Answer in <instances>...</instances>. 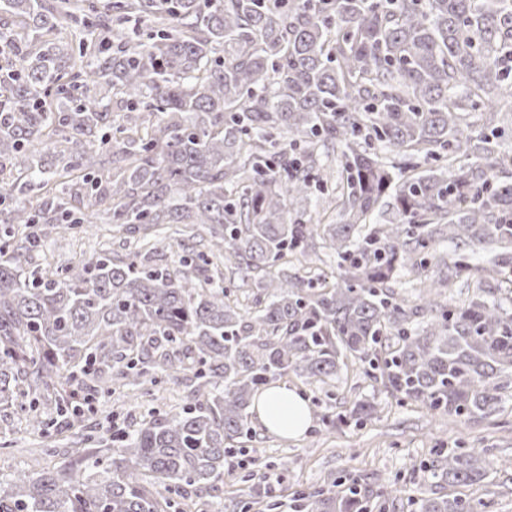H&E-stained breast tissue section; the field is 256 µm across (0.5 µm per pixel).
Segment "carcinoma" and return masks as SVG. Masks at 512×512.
Returning a JSON list of instances; mask_svg holds the SVG:
<instances>
[{
  "instance_id": "1",
  "label": "carcinoma",
  "mask_w": 512,
  "mask_h": 512,
  "mask_svg": "<svg viewBox=\"0 0 512 512\" xmlns=\"http://www.w3.org/2000/svg\"><path fill=\"white\" fill-rule=\"evenodd\" d=\"M1 13L23 33L0 25L14 57L0 63V170L16 174L0 186V223L41 229L0 240V411L29 423L47 394L79 426L66 388L78 376L98 383L116 369L137 386L187 360L201 370L189 403L117 447L76 469L14 473L0 512H167L171 492H218L227 458L254 438V392L290 373L327 385L350 358L431 413L480 421L505 410L512 146L498 114L512 112V0H0ZM130 19L147 41L120 30ZM331 153L338 220L313 224ZM50 183L40 209L19 201ZM100 220L209 237L253 281L251 305L230 303L204 252L175 272L147 253L26 269L56 225ZM441 238L453 255L410 307L392 283L407 262L428 272ZM317 241L342 283L283 274ZM477 245L494 253L486 266L471 261ZM461 280L477 282L470 300H436ZM375 415L359 399L321 420ZM425 471L435 487L400 507H491L438 490L487 478L476 449L438 452ZM402 494L394 482L335 479L294 492L292 509L370 512Z\"/></svg>"
}]
</instances>
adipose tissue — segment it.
Here are the masks:
<instances>
[{
	"instance_id": "ef3b65f1",
	"label": "adipose tissue",
	"mask_w": 512,
	"mask_h": 512,
	"mask_svg": "<svg viewBox=\"0 0 512 512\" xmlns=\"http://www.w3.org/2000/svg\"><path fill=\"white\" fill-rule=\"evenodd\" d=\"M253 410L270 432L282 437L302 436L311 424L306 402L283 384L260 390L254 398Z\"/></svg>"
}]
</instances>
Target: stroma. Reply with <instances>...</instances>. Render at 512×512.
Returning <instances> with one entry per match:
<instances>
[{
  "label": "stroma",
  "mask_w": 512,
  "mask_h": 512,
  "mask_svg": "<svg viewBox=\"0 0 512 512\" xmlns=\"http://www.w3.org/2000/svg\"><path fill=\"white\" fill-rule=\"evenodd\" d=\"M141 234H130L110 225H102L98 235L85 234L80 229H67L47 240L39 250L27 256L29 266H45L46 262L63 264L78 261L99 252L125 257L138 252ZM194 382L192 371L180 373L176 379H161L151 394L141 390L113 386L108 393H90L80 381H73L77 398L85 402L86 431L111 445L116 435L134 431L142 423L162 417L184 404ZM283 384L306 393L308 400L317 401L320 414H332L348 409L353 400L365 398L373 402L377 415L365 422L328 429L319 417L303 436L286 438L269 432L258 419L250 426L256 434L255 448L235 455L228 461L224 484L220 491L209 495L188 493L176 497L177 512H259L249 507L247 475L252 471V457H260L271 466V475H283L282 483L274 484L273 495L279 506L275 512H289L293 491L318 487L341 471L351 472L358 480L385 483L400 478L406 495L418 496L429 488L428 474L419 472L421 462L429 460L434 448L453 447L463 440L466 447L486 451L491 473L489 481L468 487L475 498L492 501V512H512V411L496 418L473 422L453 419L427 412L420 404L401 402L380 383L364 374L362 364L344 368L335 387L307 385L295 375L283 377ZM41 426L19 425L16 417L0 415V476L9 477L17 471H33L38 467L32 451L51 449L47 464L67 467L77 459L78 439L67 429L55 405L40 404Z\"/></svg>",
  "instance_id": "1"
}]
</instances>
